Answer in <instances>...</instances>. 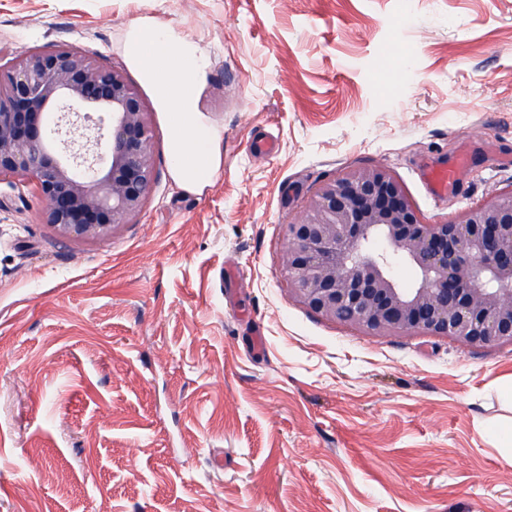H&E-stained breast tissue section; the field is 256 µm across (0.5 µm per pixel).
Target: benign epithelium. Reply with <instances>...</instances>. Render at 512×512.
Wrapping results in <instances>:
<instances>
[{
  "instance_id": "7a95c632",
  "label": "benign epithelium",
  "mask_w": 512,
  "mask_h": 512,
  "mask_svg": "<svg viewBox=\"0 0 512 512\" xmlns=\"http://www.w3.org/2000/svg\"><path fill=\"white\" fill-rule=\"evenodd\" d=\"M150 113L123 72L69 47L0 65V180L35 185L62 239L129 224L154 183ZM291 295L371 336L419 333L512 346V189L426 224L381 167L321 184L286 225ZM415 281L404 287L399 267Z\"/></svg>"
}]
</instances>
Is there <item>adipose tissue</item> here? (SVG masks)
I'll return each mask as SVG.
<instances>
[{"instance_id":"ef3b65f1","label":"adipose tissue","mask_w":512,"mask_h":512,"mask_svg":"<svg viewBox=\"0 0 512 512\" xmlns=\"http://www.w3.org/2000/svg\"><path fill=\"white\" fill-rule=\"evenodd\" d=\"M125 57L137 68L168 119L170 174L183 190L199 193L221 172V129L199 110V93L209 62L182 31L133 20Z\"/></svg>"}]
</instances>
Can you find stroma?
Segmentation results:
<instances>
[{"label": "stroma", "instance_id": "stroma-1", "mask_svg": "<svg viewBox=\"0 0 512 512\" xmlns=\"http://www.w3.org/2000/svg\"><path fill=\"white\" fill-rule=\"evenodd\" d=\"M140 17L209 59L203 194L172 181L125 58ZM55 44L137 85L156 177L93 243L0 182V512H512V347L367 335L280 265L286 224L357 167L432 223L512 188V0H0V59Z\"/></svg>", "mask_w": 512, "mask_h": 512}]
</instances>
